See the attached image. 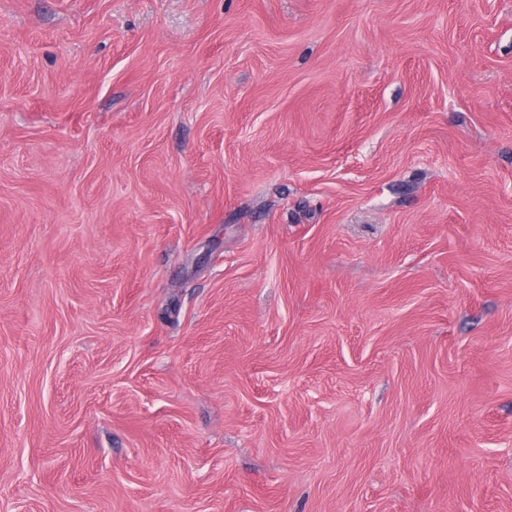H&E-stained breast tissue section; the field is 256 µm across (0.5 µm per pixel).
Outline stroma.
Masks as SVG:
<instances>
[{
	"instance_id": "stroma-1",
	"label": "stroma",
	"mask_w": 512,
	"mask_h": 512,
	"mask_svg": "<svg viewBox=\"0 0 512 512\" xmlns=\"http://www.w3.org/2000/svg\"><path fill=\"white\" fill-rule=\"evenodd\" d=\"M0 512H512V0H0Z\"/></svg>"
}]
</instances>
